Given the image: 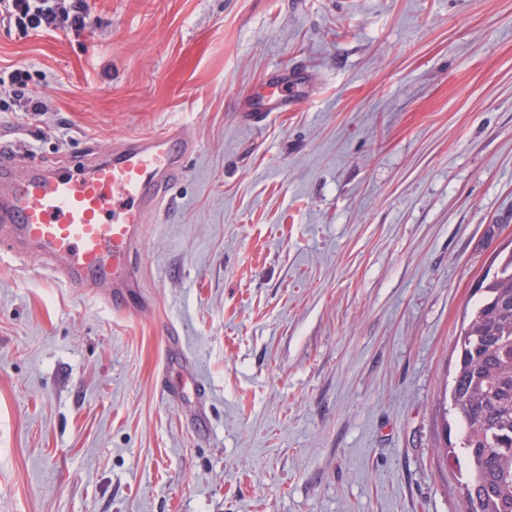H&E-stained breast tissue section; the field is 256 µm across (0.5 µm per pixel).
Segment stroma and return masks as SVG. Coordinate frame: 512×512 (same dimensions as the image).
I'll use <instances>...</instances> for the list:
<instances>
[{
  "mask_svg": "<svg viewBox=\"0 0 512 512\" xmlns=\"http://www.w3.org/2000/svg\"><path fill=\"white\" fill-rule=\"evenodd\" d=\"M19 66L23 163L195 150L122 301L0 260V512H454L438 406L512 255V0H94L79 36L0 23ZM274 72L303 103L258 127Z\"/></svg>",
  "mask_w": 512,
  "mask_h": 512,
  "instance_id": "stroma-1",
  "label": "stroma"
}]
</instances>
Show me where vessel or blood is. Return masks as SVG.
Segmentation results:
<instances>
[{
  "label": "vessel or blood",
  "instance_id": "1",
  "mask_svg": "<svg viewBox=\"0 0 512 512\" xmlns=\"http://www.w3.org/2000/svg\"><path fill=\"white\" fill-rule=\"evenodd\" d=\"M291 76L272 75L265 101L246 100L254 123L295 108ZM193 142L176 127L132 135L78 170L64 165L0 163V253L36 252L57 264L72 288L134 287L131 256L150 217L166 209L167 191L183 171Z\"/></svg>",
  "mask_w": 512,
  "mask_h": 512
}]
</instances>
